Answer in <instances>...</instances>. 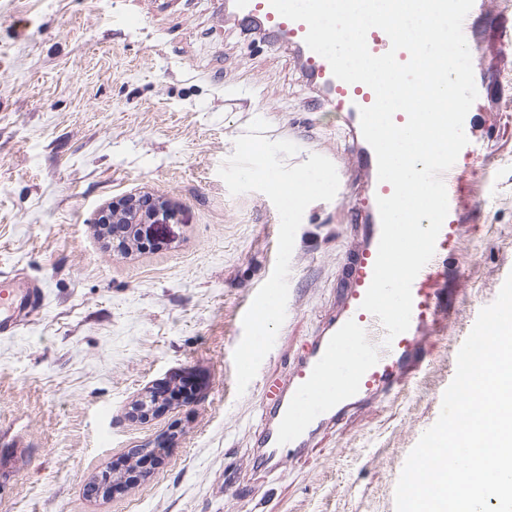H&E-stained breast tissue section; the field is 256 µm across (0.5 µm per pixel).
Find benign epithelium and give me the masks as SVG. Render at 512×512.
<instances>
[{"label":"benign epithelium","mask_w":512,"mask_h":512,"mask_svg":"<svg viewBox=\"0 0 512 512\" xmlns=\"http://www.w3.org/2000/svg\"><path fill=\"white\" fill-rule=\"evenodd\" d=\"M167 201L149 195H128L103 209L97 220L103 239L112 244V250L129 253L139 246L146 226L158 224L167 215ZM169 404L166 394L149 388L129 407L128 416L143 420Z\"/></svg>","instance_id":"7a95c632"}]
</instances>
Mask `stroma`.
Returning a JSON list of instances; mask_svg holds the SVG:
<instances>
[{"mask_svg": "<svg viewBox=\"0 0 512 512\" xmlns=\"http://www.w3.org/2000/svg\"><path fill=\"white\" fill-rule=\"evenodd\" d=\"M508 31L470 45L485 93L471 110L484 144L461 162L465 235L448 259L455 309L398 394L319 436L308 455L253 464L264 382L286 379L333 309L370 183L340 114L322 104L286 45L220 15L212 0H0V275L33 280L43 306L0 335V512H395L411 449L437 420L459 343L512 273V0H485ZM257 118L268 139L352 167L295 236L286 319L244 394L233 352L271 276L280 218L263 193L218 174ZM163 197L150 246L112 252L103 207ZM179 379L180 397L128 418L142 389ZM163 464L141 460L167 434ZM133 484L102 497L112 470Z\"/></svg>", "mask_w": 512, "mask_h": 512, "instance_id": "1", "label": "stroma"}]
</instances>
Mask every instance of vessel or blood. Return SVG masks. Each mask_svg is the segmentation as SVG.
<instances>
[{
    "label": "vessel or blood",
    "mask_w": 512,
    "mask_h": 512,
    "mask_svg": "<svg viewBox=\"0 0 512 512\" xmlns=\"http://www.w3.org/2000/svg\"><path fill=\"white\" fill-rule=\"evenodd\" d=\"M220 8L233 10L253 29L299 55L305 77L319 90L323 103L344 112L357 163L368 173L373 194L366 222L356 227L361 246L346 260L345 286L335 313L294 359L288 380L264 389L255 461L272 468L302 457L323 430L350 412L404 389L420 370L429 338L447 327L454 309L448 298V255L464 233L462 205L468 185L458 167L443 173L448 214L433 257L413 281L410 327L386 341L378 318L361 307L381 235L377 199L393 192L391 184L379 181L375 152L361 132L360 110L374 103L375 93L366 84L336 78L329 62L306 45V24L281 16L270 0H222ZM40 309V290L31 282L19 277L0 279V335H13Z\"/></svg>",
    "instance_id": "vessel-or-blood-1"
}]
</instances>
